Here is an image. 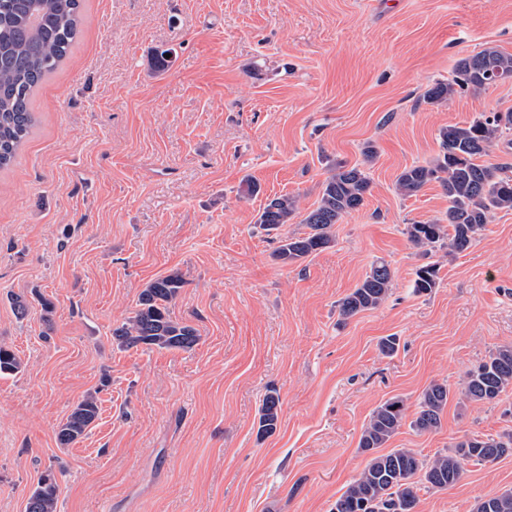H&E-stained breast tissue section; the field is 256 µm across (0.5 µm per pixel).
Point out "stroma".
Segmentation results:
<instances>
[{
    "mask_svg": "<svg viewBox=\"0 0 512 512\" xmlns=\"http://www.w3.org/2000/svg\"><path fill=\"white\" fill-rule=\"evenodd\" d=\"M82 13L0 171V343L22 360L0 376V512H25L48 470L58 512H331L367 463L358 441L376 406L400 396L416 411L430 383L458 390L512 346V210L466 251L425 257L405 227L444 218L448 198L435 183L395 189L404 167L438 154L441 128L512 110L510 81L423 100L460 59L512 54V0H82ZM339 162L367 171L364 206L330 247L282 264L280 235L308 227L266 233L260 208L289 194L307 213ZM248 176L259 195L241 194ZM378 260L393 273L386 300L339 323V300ZM427 261L440 280L421 293ZM172 271L185 286L171 315L199 343L118 348L113 329ZM271 386L280 422L262 438ZM94 390L98 420L60 445ZM510 434L512 391L450 399L437 432L405 427L388 446L430 459L466 435ZM507 491L512 455L471 462L454 487H418L417 512H473ZM439 267L435 264H427L416 269L414 286L418 292L429 293L437 288L439 283Z\"/></svg>",
    "mask_w": 512,
    "mask_h": 512,
    "instance_id": "obj_1",
    "label": "stroma"
}]
</instances>
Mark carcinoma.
I'll list each match as a JSON object with an SVG mask.
<instances>
[{
    "label": "carcinoma",
    "instance_id": "obj_1",
    "mask_svg": "<svg viewBox=\"0 0 512 512\" xmlns=\"http://www.w3.org/2000/svg\"><path fill=\"white\" fill-rule=\"evenodd\" d=\"M81 0H0V169L9 167L19 147L30 134L35 115L32 96L45 77L66 58L79 33ZM512 81V54L487 48L457 63L453 77L437 82L425 93L431 104L448 101L456 88L479 92L488 86ZM512 130V110L481 115L464 125H449L439 131L441 151L431 162L411 165L397 176L396 190L405 197L437 183L448 196L444 223L417 222L406 226L410 242L426 251L446 249L455 254L467 250L489 223L492 213L512 209V174L504 164L484 160L493 142ZM370 189L367 172L358 165L338 164L322 183L317 206L301 223L310 232L304 237L279 240L276 257L285 265L296 264L335 242L333 227L346 215L364 206ZM298 213V200L279 195L269 199L257 224L271 232L291 223ZM388 263L377 261L362 281L338 304L339 316L347 320L379 307L391 289ZM439 283V267L427 264L416 269L414 288L430 293ZM185 281L178 271L158 277L140 292L136 309L112 337L121 348L145 346L190 350L200 340L196 330L172 318L169 306ZM22 361L9 346L0 344V376L21 370ZM512 387V347L500 348L469 370L458 391L459 400L494 403ZM451 390L433 382L422 392L417 412L407 419L401 397H392L371 414L358 447L368 455L359 476L336 500L332 512H415L417 483L429 489H446L461 480L471 461L493 463L512 454L508 440L465 436L446 453L422 458L412 448L387 453L380 449L409 426L418 433L441 427ZM279 393L269 388L262 399L258 435L273 434L278 426ZM98 401L89 393L59 426L58 440L70 445L81 439L98 417ZM59 486L52 474L42 476L29 495V512H57ZM474 512H512V492L477 501Z\"/></svg>",
    "mask_w": 512,
    "mask_h": 512
}]
</instances>
